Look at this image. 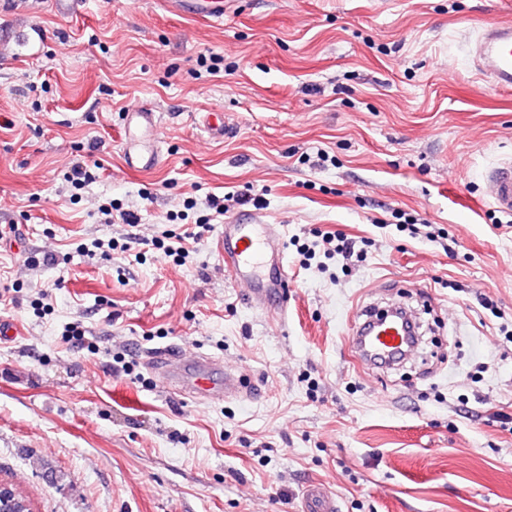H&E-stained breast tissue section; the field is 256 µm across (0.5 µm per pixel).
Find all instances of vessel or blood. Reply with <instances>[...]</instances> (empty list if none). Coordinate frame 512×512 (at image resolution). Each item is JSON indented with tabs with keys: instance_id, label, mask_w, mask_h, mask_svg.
<instances>
[{
	"instance_id": "obj_1",
	"label": "vessel or blood",
	"mask_w": 512,
	"mask_h": 512,
	"mask_svg": "<svg viewBox=\"0 0 512 512\" xmlns=\"http://www.w3.org/2000/svg\"><path fill=\"white\" fill-rule=\"evenodd\" d=\"M479 72L503 91L512 90V23L481 26L473 46ZM160 115L144 103L128 106L126 124L136 133L153 132ZM160 162L158 152L134 142L124 146L127 170L149 171ZM485 196L498 212L512 215V159L498 163L485 174ZM226 273L244 290L250 307L267 313L278 322L288 319L291 280L286 265L285 240L279 225L254 217L243 223L232 219L224 224L221 239ZM402 305L391 307L388 318L364 312L354 320L348 348L360 366L368 371L389 368L412 357L418 349L415 322H403ZM145 362L163 386L175 394L199 401L248 400L258 383L244 370L176 346L144 351ZM301 512H340L336 498L321 487L309 486Z\"/></svg>"
}]
</instances>
